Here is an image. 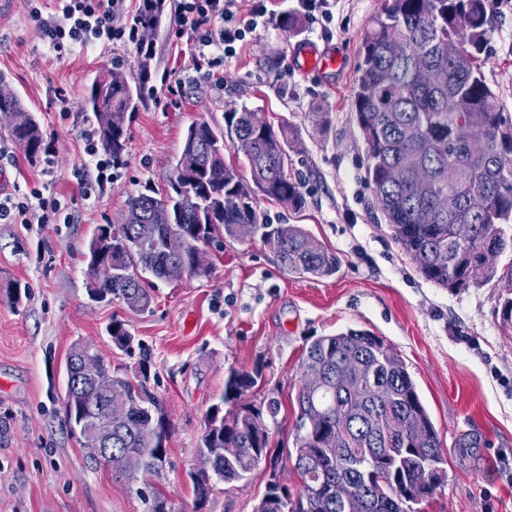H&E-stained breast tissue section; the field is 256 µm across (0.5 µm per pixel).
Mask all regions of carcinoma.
<instances>
[{
	"instance_id": "carcinoma-1",
	"label": "carcinoma",
	"mask_w": 512,
	"mask_h": 512,
	"mask_svg": "<svg viewBox=\"0 0 512 512\" xmlns=\"http://www.w3.org/2000/svg\"><path fill=\"white\" fill-rule=\"evenodd\" d=\"M397 29L405 31L409 46L402 56L393 57L387 52V43ZM494 30L491 0H385L361 38V76L353 98L368 158L365 180L395 242L417 272L441 288L462 291L498 278L502 292L495 311L500 326L511 331L512 264L499 275L496 266L481 263L488 249L501 256L512 253V234L506 231L512 224V114L503 111L483 72ZM462 31V51L450 61L440 46ZM420 64L433 69L432 85L416 81L415 69ZM379 83L387 87L375 98L371 88ZM141 97L142 86L133 88L110 75L93 81L88 88L86 104L94 118L95 133L117 163L123 162L129 140L127 113L136 111ZM0 112L16 114L10 136L29 157H38L43 135L36 118L11 94H0ZM251 115L246 107L234 108L224 113L222 129L204 120L191 125L173 165V170H179L187 154L195 152L198 170L191 181L172 182L163 195L132 196L127 202L126 223L116 228L98 226L94 237L112 239L109 258L126 273L89 284L90 293L145 312L153 297L144 287V275L167 282L168 268L176 262L190 277H211V265L198 263L201 245L234 238L238 224L257 225L261 242L288 271L313 277L336 273V254L298 224L267 223L256 201L249 199L257 190L276 201L288 196L296 211L305 205L300 183L288 176L289 152L299 151L288 140L290 125L284 120L279 128L260 132L252 127ZM409 126L417 130L412 141L405 137ZM235 137L250 138L255 144V152L247 158L249 182L224 158L227 141ZM475 137L487 145L485 155L479 158L468 149L469 140ZM390 164L424 167L432 172L433 182L424 187L411 176L398 186L389 185L383 170ZM448 191L467 202L477 196L479 202L473 209L466 206L454 215H443L436 209L434 198ZM165 205L177 214V224L152 223L154 209ZM175 228L183 230L191 243L173 259L163 250V241ZM106 331L118 350L138 357L133 378L103 362L112 382L121 388L125 414L108 420L107 401L97 398L95 385L82 378L73 381L75 364L82 362L86 347L77 342L66 364L64 421L73 434L88 417L90 405H96L98 421L112 423V450L126 457L127 466L120 475L158 477L166 465L173 425L147 387L153 352L135 340L122 320L111 321ZM352 357L361 359L371 371L372 383H363L354 375L339 377V365ZM309 365L319 368L320 386L311 388L300 382L294 448L288 456L295 460L299 474L312 466L313 480L301 485L295 496L310 499L312 512H420L419 505L432 499L439 489L441 442L398 352L370 331L349 329L309 342L300 370ZM256 385L253 374L230 371L221 402L205 415L200 469L192 479L195 500L201 506L209 500L214 482L239 481L268 456L270 433H255L251 417L276 422L279 402L265 398L254 403L253 415L234 412L241 396ZM363 387L372 388L378 398L354 402L352 392ZM151 422L162 425L163 443L153 444L144 437L142 429ZM339 424L348 433V440L342 443L347 455L343 466L336 460V449L326 447L327 435ZM226 442L243 449L237 459L228 461L216 454L215 449ZM379 477L391 481L389 494L377 493L375 481ZM338 478L350 480L356 489L350 507L327 495L328 486ZM145 504L147 512H173L159 492L145 499Z\"/></svg>"
}]
</instances>
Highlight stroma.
Here are the masks:
<instances>
[{
	"label": "stroma",
	"instance_id": "1",
	"mask_svg": "<svg viewBox=\"0 0 512 512\" xmlns=\"http://www.w3.org/2000/svg\"><path fill=\"white\" fill-rule=\"evenodd\" d=\"M263 5L266 28L238 44L223 66L203 70L194 43L171 37V0L148 62L122 44L56 60L27 0L0 8V88L34 113L53 153L52 160H32L0 137L8 195L26 202L39 190L66 199L73 216L69 224L0 222V415L11 419L0 442V512H146L156 490L175 512H194L188 474L199 465L203 418L233 369L257 374L249 399L279 401L270 448L281 458V483L297 489L287 455L300 357L315 337L350 328L396 349L437 430L447 480L425 512H512V335L503 333L495 312L501 285L492 280L454 293L421 278L365 181L353 89L361 37L383 0H328V22L299 14L296 0ZM492 10L484 74L512 113V0H493ZM287 16L297 18L294 30L283 28ZM305 46L334 53L335 69L304 67L298 51ZM111 69L133 85L145 69L151 80L127 116L128 148L111 192L87 198L74 177L85 159L82 132L93 126L84 93ZM175 83L179 92L169 94ZM241 106L274 126L288 119L301 146L289 172L301 183L304 209L262 196L259 211L268 223L301 225L336 254V273L292 274L260 240L228 239L205 249L210 278L156 283L150 312L92 301L85 253L96 227L124 223L130 196L166 189L192 123L223 125L225 111ZM319 112L324 120H316ZM115 319L152 349L148 388L174 425L158 478H128L91 464L64 425L65 363L74 343L91 344L113 367L135 366L106 333ZM267 479L260 467L240 481L216 483L204 512H254Z\"/></svg>",
	"mask_w": 512,
	"mask_h": 512
}]
</instances>
